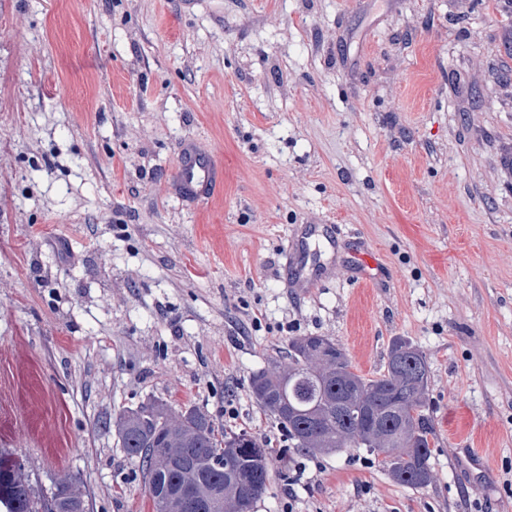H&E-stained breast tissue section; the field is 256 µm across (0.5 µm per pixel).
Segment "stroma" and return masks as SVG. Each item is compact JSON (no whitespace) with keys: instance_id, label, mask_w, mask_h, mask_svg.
<instances>
[{"instance_id":"35a3bbf8","label":"stroma","mask_w":512,"mask_h":512,"mask_svg":"<svg viewBox=\"0 0 512 512\" xmlns=\"http://www.w3.org/2000/svg\"><path fill=\"white\" fill-rule=\"evenodd\" d=\"M187 142L224 171L199 201ZM298 336L367 377L423 353L428 486L256 404ZM150 401L262 441L253 512H512V0H0V450L152 512L112 425ZM309 249V243L303 239H296L295 237L292 239L289 249L288 246L284 253V264L283 271L286 280H288V275H298L303 266L306 254Z\"/></svg>"}]
</instances>
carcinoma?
<instances>
[{
    "mask_svg": "<svg viewBox=\"0 0 512 512\" xmlns=\"http://www.w3.org/2000/svg\"><path fill=\"white\" fill-rule=\"evenodd\" d=\"M429 366L408 340L396 339L382 373L355 372L345 349L327 336L290 341L288 363L271 362L252 378L256 403L274 416L288 439L311 453L364 448L384 455L400 483L423 488L433 480L434 440L424 413ZM120 447L139 463L152 512H185L180 492H191L200 512H224L241 491L256 502L270 485L267 449L243 433H218L201 410L178 412L149 402L117 421ZM3 512H87L81 482L52 495L45 510L23 469L0 452Z\"/></svg>",
    "mask_w": 512,
    "mask_h": 512,
    "instance_id": "obj_1",
    "label": "carcinoma"
}]
</instances>
